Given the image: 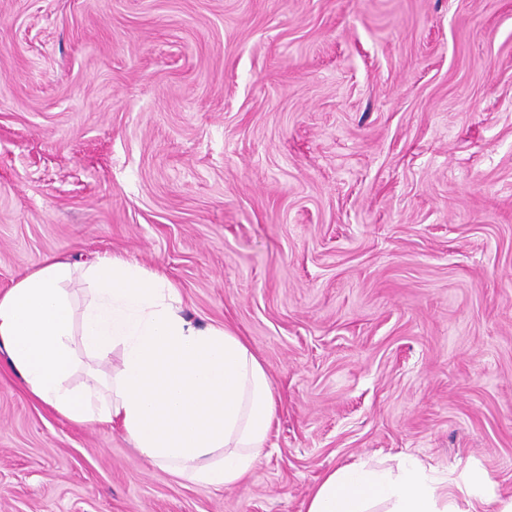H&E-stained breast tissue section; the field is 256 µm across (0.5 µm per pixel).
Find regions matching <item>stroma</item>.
Listing matches in <instances>:
<instances>
[{
  "label": "stroma",
  "instance_id": "35a3bbf8",
  "mask_svg": "<svg viewBox=\"0 0 512 512\" xmlns=\"http://www.w3.org/2000/svg\"><path fill=\"white\" fill-rule=\"evenodd\" d=\"M119 254L277 401L233 487L34 400L0 512H306L403 455L512 494V0H0V294Z\"/></svg>",
  "mask_w": 512,
  "mask_h": 512
}]
</instances>
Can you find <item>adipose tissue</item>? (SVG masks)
<instances>
[{
    "label": "adipose tissue",
    "mask_w": 512,
    "mask_h": 512,
    "mask_svg": "<svg viewBox=\"0 0 512 512\" xmlns=\"http://www.w3.org/2000/svg\"><path fill=\"white\" fill-rule=\"evenodd\" d=\"M86 285L74 313L69 285ZM0 348L29 393L75 423L119 425L151 464L201 486L240 484L254 468L276 414L260 359L222 325L188 318L165 275L116 254L82 266L49 259L0 295ZM112 376L71 378L78 353L106 361ZM512 512L485 472L448 479L415 460L397 469L351 464L328 473L307 512Z\"/></svg>",
    "instance_id": "ef3b65f1"
}]
</instances>
